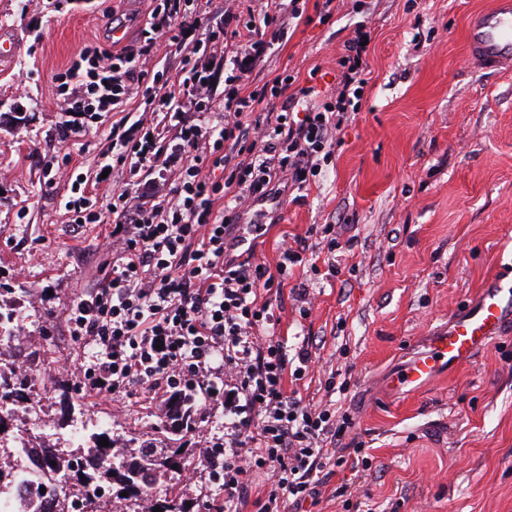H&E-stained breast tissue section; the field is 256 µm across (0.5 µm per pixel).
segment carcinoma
<instances>
[{
    "mask_svg": "<svg viewBox=\"0 0 512 512\" xmlns=\"http://www.w3.org/2000/svg\"><path fill=\"white\" fill-rule=\"evenodd\" d=\"M16 357L17 353L0 349V388H8L13 402L20 404L28 399V377L13 367L12 361ZM164 417L166 421L154 428V437L142 441L135 449L118 453L110 445L100 446L104 433L92 436L94 452L89 469L69 474V484L81 488L83 497L94 505L99 499L97 490L103 486L112 489L118 498L122 492H128L124 500L134 504L152 494L158 480L167 477L169 483L164 499L154 506L161 508L162 512H190L175 475L187 465L188 457L183 453V446L188 444L186 438L197 429L198 419L192 398L185 394L176 396L174 403L166 407ZM170 434L182 438V446L162 447L164 438ZM23 445L30 454L52 455L59 467L68 468L64 447H49L40 440L32 439L24 441Z\"/></svg>",
    "mask_w": 512,
    "mask_h": 512,
    "instance_id": "cac0c4a2",
    "label": "carcinoma"
}]
</instances>
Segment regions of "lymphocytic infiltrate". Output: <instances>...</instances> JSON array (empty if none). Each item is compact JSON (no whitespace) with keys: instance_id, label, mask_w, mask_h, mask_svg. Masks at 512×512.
I'll list each match as a JSON object with an SVG mask.
<instances>
[{"instance_id":"lymphocytic-infiltrate-1","label":"lymphocytic infiltrate","mask_w":512,"mask_h":512,"mask_svg":"<svg viewBox=\"0 0 512 512\" xmlns=\"http://www.w3.org/2000/svg\"><path fill=\"white\" fill-rule=\"evenodd\" d=\"M137 43L84 46L53 78L70 118L63 143H79L82 113L111 121L100 166L123 183L99 203L87 181L70 174L64 208L75 224H106L112 259L101 284L64 312L67 332L90 348L76 372L87 398L165 402L194 393L224 409V441L211 448L223 481L224 512L253 500L280 512L284 500L317 498L328 464L343 466L361 445L349 414L312 407L288 388L311 363V340L296 350L276 336L288 266H304L319 245L335 252V225L323 242L283 245L282 262L235 253L234 214L271 196L276 182L302 189L320 174L348 121L347 111L371 73L368 32L358 29L337 60L336 93L313 101V87L282 72L246 87L244 62L270 55L302 13L297 0H224L223 18L203 17L198 0H149ZM204 27L205 34L188 33ZM160 69L136 62L156 44ZM223 75L224 88L214 79ZM263 479L251 497L248 478Z\"/></svg>"}]
</instances>
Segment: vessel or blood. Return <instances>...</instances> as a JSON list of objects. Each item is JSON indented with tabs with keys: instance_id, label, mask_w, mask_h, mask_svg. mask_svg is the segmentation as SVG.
Listing matches in <instances>:
<instances>
[{
	"instance_id": "obj_1",
	"label": "vessel or blood",
	"mask_w": 512,
	"mask_h": 512,
	"mask_svg": "<svg viewBox=\"0 0 512 512\" xmlns=\"http://www.w3.org/2000/svg\"><path fill=\"white\" fill-rule=\"evenodd\" d=\"M470 64L482 71H512V0H493L490 9L470 21L467 39ZM512 324V295L498 282L479 293L463 315L431 336L424 351L415 354L389 382L402 392L419 390L443 368L468 362L474 354Z\"/></svg>"
}]
</instances>
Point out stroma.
I'll return each instance as SVG.
<instances>
[{
    "label": "stroma",
    "instance_id": "obj_1",
    "mask_svg": "<svg viewBox=\"0 0 512 512\" xmlns=\"http://www.w3.org/2000/svg\"><path fill=\"white\" fill-rule=\"evenodd\" d=\"M299 24L268 61L248 69L256 82L290 69L333 91L336 56L361 26L371 31V78L332 156L305 190L279 197L256 241L277 260L283 236L311 225L341 227V272L326 263L288 271L275 332L300 346L316 341L321 369L302 381L305 401L326 402L331 371L349 382L337 405L363 442L361 463L330 467L318 504L286 502L282 512H512V327L466 364L415 392L388 382L428 336L491 281L512 284V72L466 64L469 18L491 0H342L328 23L323 0H299ZM147 0H0V29L17 31L22 53L0 71L1 299L23 308V336L47 335L33 392L53 399L74 380L63 365L82 351L63 314L100 280L108 260L105 224H73L60 202L66 179L47 184L44 163L64 149L52 77L88 43L110 44V29L134 42ZM306 284L307 300L293 286ZM75 418L109 421L123 438L145 439L162 405L82 399ZM193 468L179 476L194 512H208L213 468L207 442L223 437L224 411H209ZM350 485L349 494L336 490Z\"/></svg>",
    "mask_w": 512,
    "mask_h": 512
}]
</instances>
